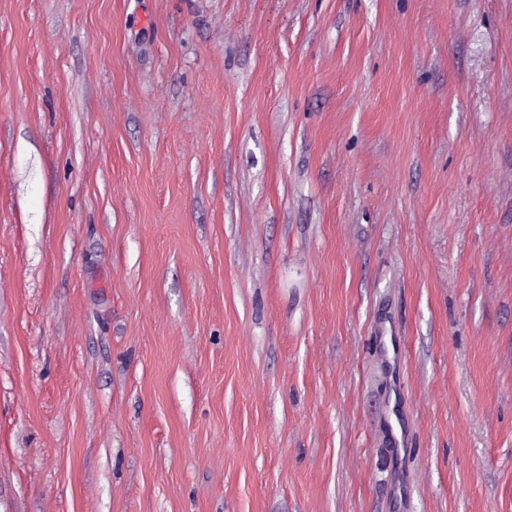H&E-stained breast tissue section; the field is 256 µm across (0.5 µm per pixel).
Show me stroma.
I'll return each mask as SVG.
<instances>
[{"label": "stroma", "mask_w": 512, "mask_h": 512, "mask_svg": "<svg viewBox=\"0 0 512 512\" xmlns=\"http://www.w3.org/2000/svg\"><path fill=\"white\" fill-rule=\"evenodd\" d=\"M0 512H512V0H0Z\"/></svg>", "instance_id": "obj_1"}]
</instances>
